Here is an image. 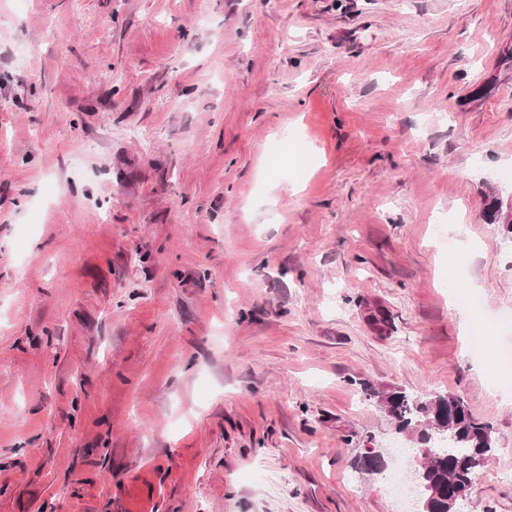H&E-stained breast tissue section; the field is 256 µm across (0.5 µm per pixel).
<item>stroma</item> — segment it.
Here are the masks:
<instances>
[{
  "label": "stroma",
  "instance_id": "1",
  "mask_svg": "<svg viewBox=\"0 0 512 512\" xmlns=\"http://www.w3.org/2000/svg\"><path fill=\"white\" fill-rule=\"evenodd\" d=\"M511 49L512 0H0V512H407L370 387L460 397L512 512ZM494 197L496 199V204L499 210L502 211L503 207L506 209L503 224H501L505 232V230L511 227L510 224L512 223V192L506 198H504L499 193H495ZM499 210L495 207L494 202L490 199V197L486 199L485 211L491 224L501 223Z\"/></svg>",
  "mask_w": 512,
  "mask_h": 512
}]
</instances>
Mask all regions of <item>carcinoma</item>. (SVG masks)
Instances as JSON below:
<instances>
[{
	"label": "carcinoma",
	"instance_id": "1",
	"mask_svg": "<svg viewBox=\"0 0 512 512\" xmlns=\"http://www.w3.org/2000/svg\"><path fill=\"white\" fill-rule=\"evenodd\" d=\"M386 403V413L397 432L422 436L438 426L451 428L458 441L446 447L434 445L433 455L416 472L415 482L430 486L435 497L428 512H448V499L469 491L475 475L494 453L491 427L476 418L465 403L448 394H438L426 401L404 390L379 393Z\"/></svg>",
	"mask_w": 512,
	"mask_h": 512
}]
</instances>
